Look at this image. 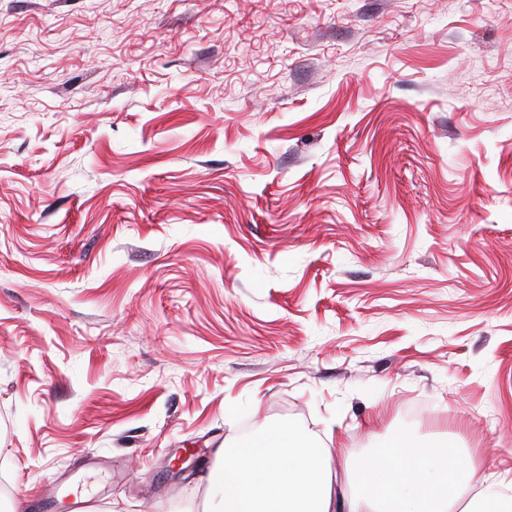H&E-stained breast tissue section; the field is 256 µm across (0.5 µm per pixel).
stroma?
<instances>
[{
	"label": "stroma",
	"instance_id": "35a3bbf8",
	"mask_svg": "<svg viewBox=\"0 0 512 512\" xmlns=\"http://www.w3.org/2000/svg\"><path fill=\"white\" fill-rule=\"evenodd\" d=\"M274 424L512 483V0H0V507Z\"/></svg>",
	"mask_w": 512,
	"mask_h": 512
}]
</instances>
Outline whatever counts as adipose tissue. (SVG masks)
Segmentation results:
<instances>
[{"instance_id":"adipose-tissue-1","label":"adipose tissue","mask_w":512,"mask_h":512,"mask_svg":"<svg viewBox=\"0 0 512 512\" xmlns=\"http://www.w3.org/2000/svg\"><path fill=\"white\" fill-rule=\"evenodd\" d=\"M338 469L322 449L272 425L225 449L219 512H512V496L488 489L475 461L442 443L421 448L397 434L365 468L359 488L335 486Z\"/></svg>"}]
</instances>
